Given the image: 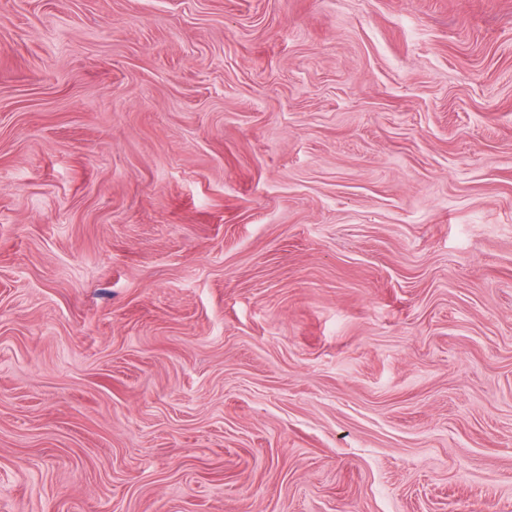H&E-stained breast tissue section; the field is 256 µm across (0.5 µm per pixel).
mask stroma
Here are the masks:
<instances>
[{
	"mask_svg": "<svg viewBox=\"0 0 512 512\" xmlns=\"http://www.w3.org/2000/svg\"><path fill=\"white\" fill-rule=\"evenodd\" d=\"M512 512V0H0V512Z\"/></svg>",
	"mask_w": 512,
	"mask_h": 512,
	"instance_id": "1",
	"label": "stroma"
}]
</instances>
